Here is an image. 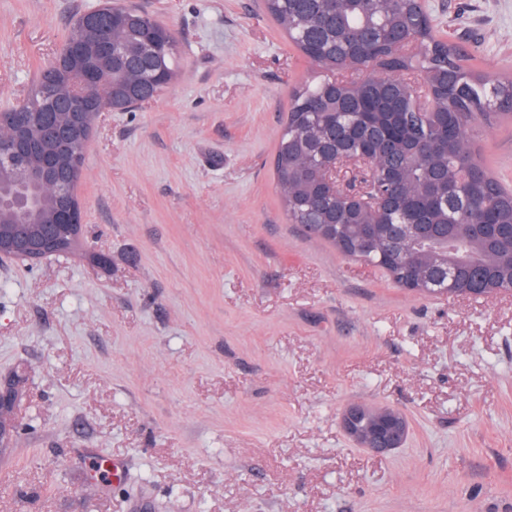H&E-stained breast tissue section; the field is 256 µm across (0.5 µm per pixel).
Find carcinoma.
<instances>
[{"instance_id":"carcinoma-1","label":"carcinoma","mask_w":512,"mask_h":512,"mask_svg":"<svg viewBox=\"0 0 512 512\" xmlns=\"http://www.w3.org/2000/svg\"><path fill=\"white\" fill-rule=\"evenodd\" d=\"M268 15L311 64L312 75L291 92L286 122L275 155L277 187L288 220L315 239L350 246V257L381 268L399 288L408 269L419 270L430 295L473 288L480 295L512 289V189L488 169L474 144L478 123L512 117V76H488L467 64L470 54L438 38L420 0H263ZM112 11L130 16L117 32L99 35L77 28L71 37L92 42L118 37V43L152 44V55L129 59L93 74L105 85L98 107L112 105L140 71L144 91L155 97L174 82L179 65L173 33L149 13L121 0ZM410 35L414 55L382 66L385 74L358 80L349 71L377 66V53L348 55L346 40L367 37L379 49L385 37ZM417 84L416 95L391 115L387 95ZM372 122L371 135L389 148L373 155V176L384 180L395 171L393 198L387 209L358 205L329 184L336 151L357 150L345 138V124ZM54 182L26 180L0 171V227L22 236L54 235ZM420 225L421 238L393 250L387 239L403 217Z\"/></svg>"}]
</instances>
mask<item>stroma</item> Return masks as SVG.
Here are the masks:
<instances>
[{
	"label": "stroma",
	"mask_w": 512,
	"mask_h": 512,
	"mask_svg": "<svg viewBox=\"0 0 512 512\" xmlns=\"http://www.w3.org/2000/svg\"><path fill=\"white\" fill-rule=\"evenodd\" d=\"M99 0H0V109ZM174 85L95 119L67 257L0 259V379L22 381L0 512H512V293L421 295L289 223L274 159L310 65L261 0H133ZM512 74V0H426ZM474 142L512 185V122ZM403 413L377 457L351 402ZM366 406L360 403L348 405L340 418L341 428L359 447L376 456H385L401 448L408 436V421L402 413L392 409L376 423L361 426Z\"/></svg>",
	"instance_id": "stroma-1"
}]
</instances>
